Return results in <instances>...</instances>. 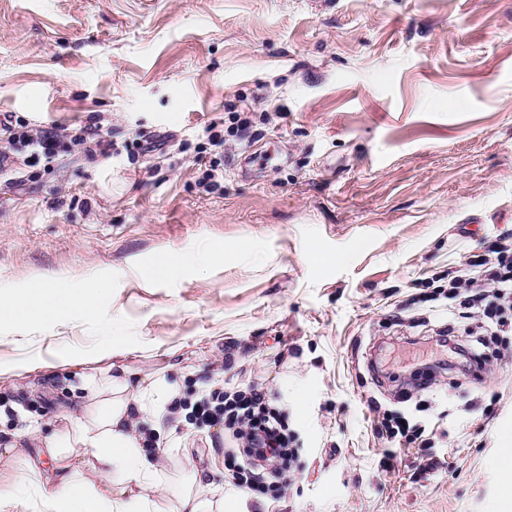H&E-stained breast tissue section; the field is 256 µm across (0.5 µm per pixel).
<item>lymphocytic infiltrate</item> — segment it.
<instances>
[{
	"label": "lymphocytic infiltrate",
	"mask_w": 512,
	"mask_h": 512,
	"mask_svg": "<svg viewBox=\"0 0 512 512\" xmlns=\"http://www.w3.org/2000/svg\"><path fill=\"white\" fill-rule=\"evenodd\" d=\"M450 286L464 308L473 310L479 323L512 331L504 310L512 307V246L498 243L490 255H474L452 276ZM189 417L197 425H224L229 448L239 449L238 485L246 492H261L283 482L293 456L288 427L263 389L250 386L236 391H213L196 401Z\"/></svg>",
	"instance_id": "obj_1"
}]
</instances>
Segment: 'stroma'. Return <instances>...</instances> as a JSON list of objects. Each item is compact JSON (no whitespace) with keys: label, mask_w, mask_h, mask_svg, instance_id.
Returning <instances> with one entry per match:
<instances>
[{"label":"stroma","mask_w":512,"mask_h":512,"mask_svg":"<svg viewBox=\"0 0 512 512\" xmlns=\"http://www.w3.org/2000/svg\"><path fill=\"white\" fill-rule=\"evenodd\" d=\"M0 115L115 144L19 145L0 173V292L103 283L98 314L0 322V479L29 457L54 479L34 431L127 371L191 401L269 391L295 458L266 493L236 486L222 427L156 432L164 481L204 472L224 512H512V333L473 373L386 359L465 324L449 270L512 233V0H0ZM209 243L222 258L157 273ZM397 414L415 443L388 439ZM74 143L91 155L97 152L103 156L112 155V147H114L112 140H105L97 126L81 129L80 133L74 136Z\"/></svg>","instance_id":"1"}]
</instances>
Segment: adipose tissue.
Segmentation results:
<instances>
[{
	"label": "adipose tissue",
	"instance_id": "obj_1",
	"mask_svg": "<svg viewBox=\"0 0 512 512\" xmlns=\"http://www.w3.org/2000/svg\"><path fill=\"white\" fill-rule=\"evenodd\" d=\"M97 280L88 281L82 293L58 283L35 280L20 293L0 294V319L31 326L57 309L96 313ZM93 401L82 413L41 436L45 451L53 457L64 449H83L90 474L106 477L105 485L90 481L78 468L55 484H43L38 470L28 480L0 482V504L34 496L37 512H219L221 488L195 481L193 488H158L159 465L144 446V437L133 428L137 415L147 414L161 425L167 405L180 395L178 383L156 375L94 377L90 380Z\"/></svg>",
	"mask_w": 512,
	"mask_h": 512
}]
</instances>
